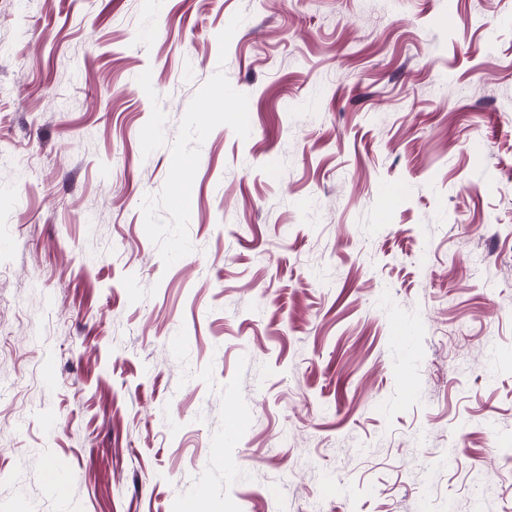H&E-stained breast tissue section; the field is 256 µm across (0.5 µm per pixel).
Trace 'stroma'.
<instances>
[{
    "instance_id": "obj_1",
    "label": "stroma",
    "mask_w": 512,
    "mask_h": 512,
    "mask_svg": "<svg viewBox=\"0 0 512 512\" xmlns=\"http://www.w3.org/2000/svg\"><path fill=\"white\" fill-rule=\"evenodd\" d=\"M197 500L512 512V0H0V512Z\"/></svg>"
}]
</instances>
